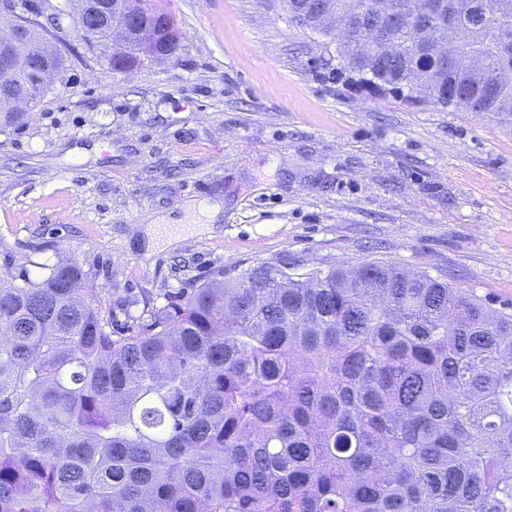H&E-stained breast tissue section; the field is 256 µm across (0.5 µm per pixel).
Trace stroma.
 <instances>
[{"label": "stroma", "instance_id": "35a3bbf8", "mask_svg": "<svg viewBox=\"0 0 512 512\" xmlns=\"http://www.w3.org/2000/svg\"><path fill=\"white\" fill-rule=\"evenodd\" d=\"M64 9L66 59L27 123L0 132V273L77 260L112 318L258 263L393 261L512 312V130L341 72L286 0H155L167 60L115 74ZM218 202L203 232L184 206Z\"/></svg>", "mask_w": 512, "mask_h": 512}]
</instances>
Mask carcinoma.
<instances>
[{
  "label": "carcinoma",
  "instance_id": "obj_1",
  "mask_svg": "<svg viewBox=\"0 0 512 512\" xmlns=\"http://www.w3.org/2000/svg\"><path fill=\"white\" fill-rule=\"evenodd\" d=\"M315 2L288 10L327 36ZM329 3L344 70L512 126V0ZM41 269L0 275V512H512V313L396 262L261 263L114 336L78 262Z\"/></svg>",
  "mask_w": 512,
  "mask_h": 512
}]
</instances>
